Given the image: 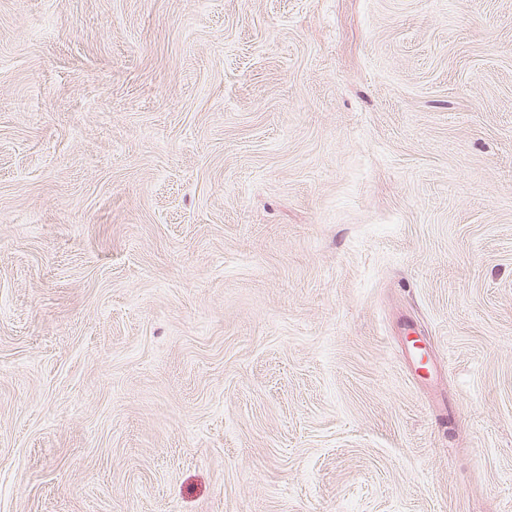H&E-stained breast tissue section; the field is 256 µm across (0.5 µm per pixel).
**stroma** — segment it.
<instances>
[{
  "instance_id": "35a3bbf8",
  "label": "stroma",
  "mask_w": 512,
  "mask_h": 512,
  "mask_svg": "<svg viewBox=\"0 0 512 512\" xmlns=\"http://www.w3.org/2000/svg\"><path fill=\"white\" fill-rule=\"evenodd\" d=\"M0 512H512V0H0Z\"/></svg>"
}]
</instances>
